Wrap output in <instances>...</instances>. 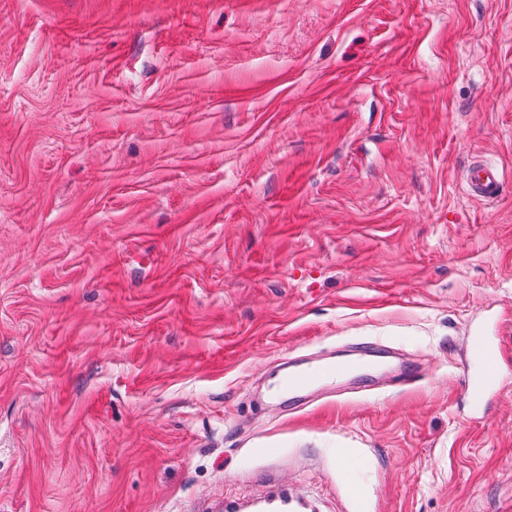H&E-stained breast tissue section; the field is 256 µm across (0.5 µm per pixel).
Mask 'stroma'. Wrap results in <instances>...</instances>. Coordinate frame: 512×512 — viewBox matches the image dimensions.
I'll use <instances>...</instances> for the list:
<instances>
[{
  "instance_id": "35a3bbf8",
  "label": "stroma",
  "mask_w": 512,
  "mask_h": 512,
  "mask_svg": "<svg viewBox=\"0 0 512 512\" xmlns=\"http://www.w3.org/2000/svg\"><path fill=\"white\" fill-rule=\"evenodd\" d=\"M272 478L512 508V0H0V512ZM465 182L473 195L486 201H494L501 194L504 175L496 166L477 161L468 167ZM476 343L473 346V357L479 366V373L471 377L475 386L487 389L492 385L495 375V356L493 349L482 338L481 329L474 331ZM356 365L331 363L322 366H313L294 374H288L278 385L281 392L293 394L301 391L319 381L335 379L348 374Z\"/></svg>"
}]
</instances>
